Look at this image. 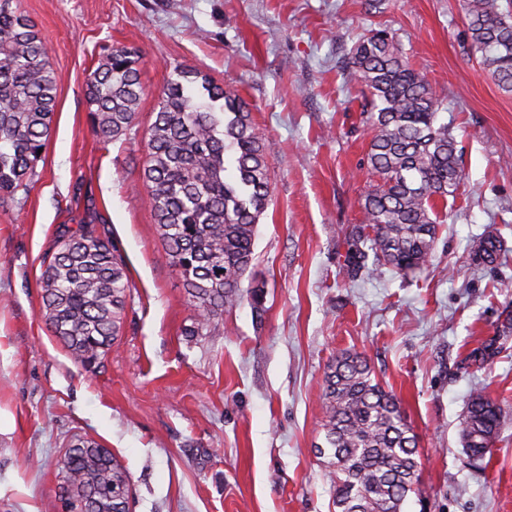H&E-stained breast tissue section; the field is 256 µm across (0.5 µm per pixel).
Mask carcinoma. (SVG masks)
I'll return each instance as SVG.
<instances>
[{
  "mask_svg": "<svg viewBox=\"0 0 512 512\" xmlns=\"http://www.w3.org/2000/svg\"><path fill=\"white\" fill-rule=\"evenodd\" d=\"M0 0V199L28 192L46 146L56 107L50 55L35 24ZM467 38L494 83L512 93V15L500 0H463ZM142 56L125 46L105 50L86 83L90 121L104 143L131 130L144 95ZM145 136L143 180L170 263L180 271L193 310L189 335L237 306L253 260L256 227L271 198V146L256 130L248 103L195 69L175 67ZM346 82L366 93L363 122L370 133L367 169L376 184L364 196L363 222L346 238L351 277L376 276L389 266L406 275L432 254L435 201L462 182L461 156L442 102L425 76L404 59L394 36H362L344 68ZM503 238L480 237L473 260L497 264ZM41 314L73 362L98 368L121 333L131 284L118 244L101 237L94 219L59 231L57 251L40 277ZM512 336V310L496 333L464 358L483 366ZM323 443L336 512H404L418 483L416 436L396 396L378 381L367 358L346 351L325 373ZM506 418L499 404L471 394L458 429L467 456L490 452ZM61 493L74 512H124L110 493L131 490L126 467L96 441L76 436L59 465Z\"/></svg>",
  "mask_w": 512,
  "mask_h": 512,
  "instance_id": "cac0c4a2",
  "label": "carcinoma"
}]
</instances>
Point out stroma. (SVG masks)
I'll use <instances>...</instances> for the list:
<instances>
[{
	"label": "stroma",
	"instance_id": "1",
	"mask_svg": "<svg viewBox=\"0 0 512 512\" xmlns=\"http://www.w3.org/2000/svg\"><path fill=\"white\" fill-rule=\"evenodd\" d=\"M15 0L47 43L57 108L23 203L0 200V512H60L58 468L73 435L125 465L131 512H336L323 435L324 374L365 354L418 438L427 508L512 512V339L463 365L512 308V93L480 67L462 0ZM384 28L422 71L462 155L464 181L437 205L438 238L416 276L349 279L345 237L374 184L359 88L342 63ZM140 51L134 126L104 146L86 81L102 49ZM236 91L272 145L271 201L257 226L242 299L210 336L192 309L141 178L143 140L175 66ZM125 258L131 297L105 366L73 363L40 313L43 261L88 206ZM498 230L507 252L476 265ZM507 413L484 462L455 429L474 390ZM503 238L494 230L486 232L480 237L473 250V260L478 265L493 266L505 255Z\"/></svg>",
	"mask_w": 512,
	"mask_h": 512
}]
</instances>
